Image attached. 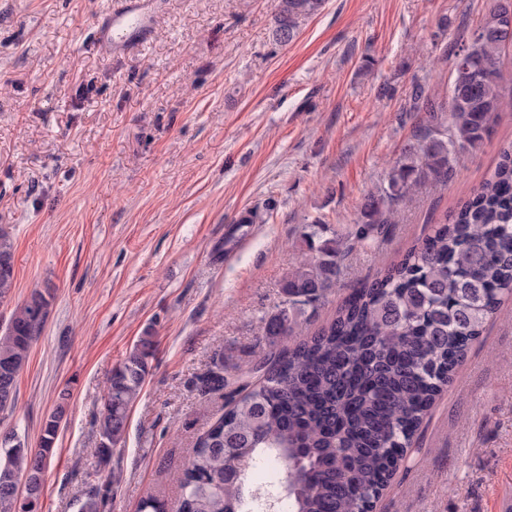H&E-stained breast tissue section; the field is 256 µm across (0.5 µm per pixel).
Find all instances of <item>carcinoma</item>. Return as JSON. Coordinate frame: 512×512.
Segmentation results:
<instances>
[{"label": "carcinoma", "mask_w": 512, "mask_h": 512, "mask_svg": "<svg viewBox=\"0 0 512 512\" xmlns=\"http://www.w3.org/2000/svg\"><path fill=\"white\" fill-rule=\"evenodd\" d=\"M324 0H277L275 41L290 43L302 20ZM506 42L487 32L456 55L450 96L417 84L414 108L426 113L416 143L404 149L387 186L367 196L364 221L323 237L315 220L302 233L303 251L281 282V300L264 322L273 351L258 364V383L242 385L227 409L198 438L180 476L176 512H253L280 496L254 489L249 472L282 464L280 487L288 512H372L375 501L408 462L407 448L482 334L483 324L512 295V147L501 152L491 177L464 201L451 223L437 224L380 277L352 289L334 318L291 348L299 318L336 284L341 261L355 249L372 250L395 206L422 184L457 175L460 151L489 134L493 115L512 105L499 86ZM14 288L13 245L0 228V300ZM49 314L41 291L12 314L0 331V401L15 404V382ZM155 339L140 337L112 371L99 422L98 462L111 460L126 432L132 403L149 375ZM220 362L204 380L228 384ZM64 419V404L44 421L38 448L12 434L0 442V512H37L42 474ZM34 489L23 504L18 477Z\"/></svg>", "instance_id": "1"}]
</instances>
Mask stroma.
Instances as JSON below:
<instances>
[{
    "instance_id": "35a3bbf8",
    "label": "stroma",
    "mask_w": 512,
    "mask_h": 512,
    "mask_svg": "<svg viewBox=\"0 0 512 512\" xmlns=\"http://www.w3.org/2000/svg\"><path fill=\"white\" fill-rule=\"evenodd\" d=\"M144 40L116 54L95 39L111 0H0V228L15 286L0 326L51 290L45 328L0 433L28 447L67 403L43 474L39 512H79L91 484L100 512L175 505L200 435L226 406L201 392L218 360L255 383L264 319L299 254L305 224L343 231L423 120L411 90L443 93L455 55L497 0H325L288 45L274 0H141ZM512 145V109L461 153L447 184L397 207L374 251L346 255L292 346L445 222ZM254 223H241L245 214ZM156 351L123 441L93 454L115 367L145 332ZM375 512H497L512 490V297L483 327L424 417Z\"/></svg>"
}]
</instances>
